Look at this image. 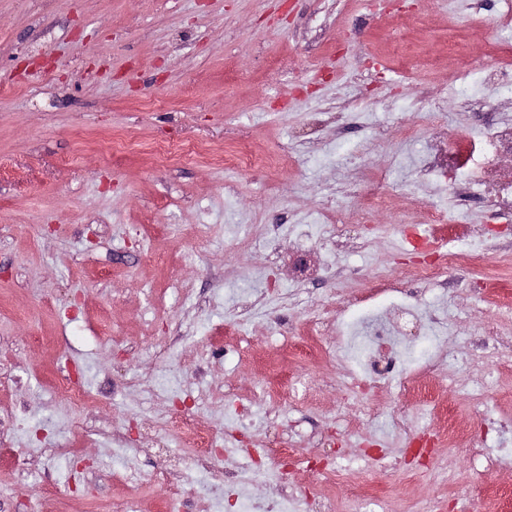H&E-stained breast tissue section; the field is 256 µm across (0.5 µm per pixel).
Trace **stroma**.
<instances>
[{"label":"stroma","instance_id":"stroma-1","mask_svg":"<svg viewBox=\"0 0 512 512\" xmlns=\"http://www.w3.org/2000/svg\"><path fill=\"white\" fill-rule=\"evenodd\" d=\"M495 0H0V512H225L282 489L303 512H512V468L463 448L512 423V211L457 207L424 163L473 130L512 123V84L478 73ZM248 144L264 166L206 146ZM390 205L350 215L363 174ZM447 208L475 263L405 279L410 233ZM332 238H325V230ZM438 310L450 358L427 375L465 438L430 464L409 438L445 424L414 396L354 395L315 359L336 323L384 313L379 283ZM79 375L90 402L55 389ZM400 408L403 431L391 426ZM222 438L204 494L170 420ZM299 450L283 474L238 450ZM370 477L375 503L352 483Z\"/></svg>","mask_w":512,"mask_h":512}]
</instances>
